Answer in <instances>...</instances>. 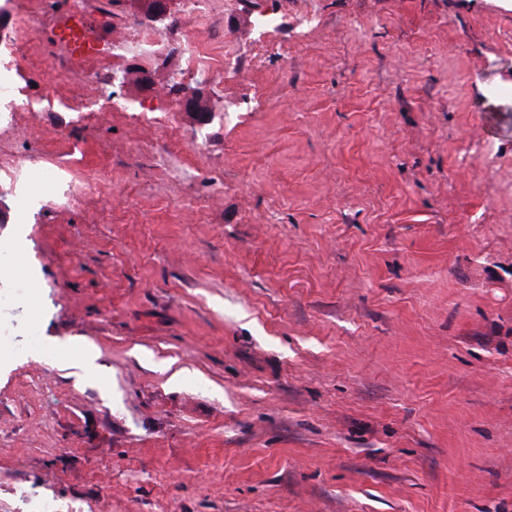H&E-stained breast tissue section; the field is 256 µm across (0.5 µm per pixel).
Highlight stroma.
<instances>
[{
    "label": "stroma",
    "instance_id": "stroma-1",
    "mask_svg": "<svg viewBox=\"0 0 512 512\" xmlns=\"http://www.w3.org/2000/svg\"><path fill=\"white\" fill-rule=\"evenodd\" d=\"M0 6V512H512V0Z\"/></svg>",
    "mask_w": 512,
    "mask_h": 512
}]
</instances>
